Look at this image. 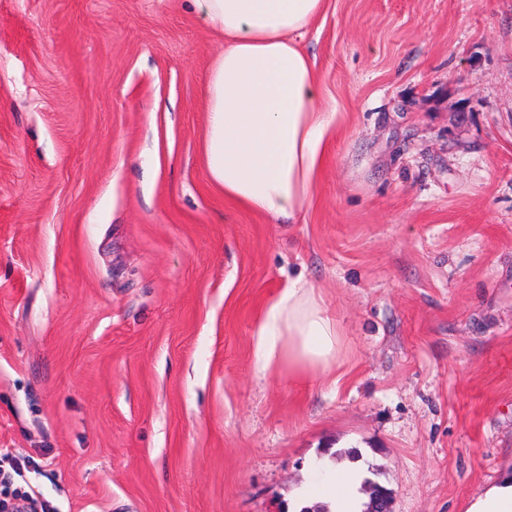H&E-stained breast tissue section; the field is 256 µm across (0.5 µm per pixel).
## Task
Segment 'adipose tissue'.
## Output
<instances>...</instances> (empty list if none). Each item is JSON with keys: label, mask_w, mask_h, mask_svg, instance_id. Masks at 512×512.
<instances>
[{"label": "adipose tissue", "mask_w": 512, "mask_h": 512, "mask_svg": "<svg viewBox=\"0 0 512 512\" xmlns=\"http://www.w3.org/2000/svg\"><path fill=\"white\" fill-rule=\"evenodd\" d=\"M224 40L206 88L203 162L211 184L233 204L273 223L295 224L312 200L323 146L336 114L322 103L310 56L294 40L324 0H187ZM260 373L329 375L342 329L304 277L265 301L255 326ZM352 464L336 463L307 490L327 512H363L367 498Z\"/></svg>", "instance_id": "1"}]
</instances>
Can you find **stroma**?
I'll return each mask as SVG.
<instances>
[{"label": "stroma", "instance_id": "35a3bbf8", "mask_svg": "<svg viewBox=\"0 0 512 512\" xmlns=\"http://www.w3.org/2000/svg\"><path fill=\"white\" fill-rule=\"evenodd\" d=\"M336 113L274 224L202 162L222 44L186 0H0V472L48 512H300L356 451L392 512L512 476V0H325ZM332 376L257 372L289 278Z\"/></svg>", "mask_w": 512, "mask_h": 512}]
</instances>
